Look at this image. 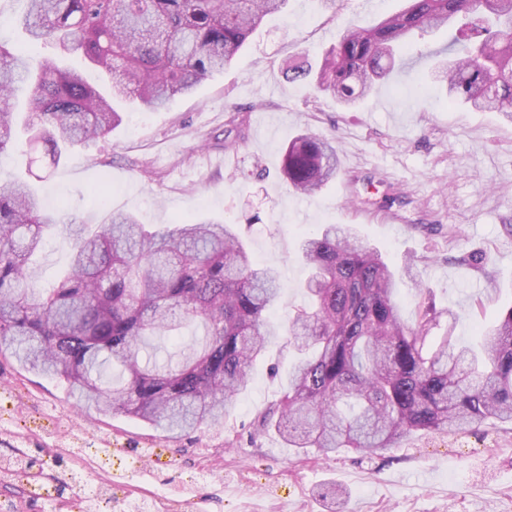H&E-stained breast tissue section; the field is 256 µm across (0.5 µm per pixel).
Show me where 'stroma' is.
Wrapping results in <instances>:
<instances>
[{
    "label": "stroma",
    "instance_id": "35a3bbf8",
    "mask_svg": "<svg viewBox=\"0 0 512 512\" xmlns=\"http://www.w3.org/2000/svg\"><path fill=\"white\" fill-rule=\"evenodd\" d=\"M404 0H288L267 18L233 65L167 109H126L103 139L40 167L35 188L49 209L102 223L110 212L144 224L193 217L239 228L253 258L276 269L284 294L274 311L287 321L304 304L303 239L326 224L352 225L390 265L415 260L419 282L403 280L401 314L420 297L453 310V330L473 342L512 306V123L497 113L452 105L434 78L447 59V31L426 36L402 71L374 85L352 109L309 82H291L285 61L315 62L346 27L397 12ZM334 137L339 174L311 195L280 176L295 136ZM236 140L233 148L225 139ZM56 229L35 258L41 284L69 262ZM287 337L260 359L248 389L219 431L178 439L121 414L79 405L64 383L0 358V460L17 439L30 455L55 449L68 494L63 512H86L78 486L105 489L99 512H512V425L416 432L365 457L285 447L255 433L260 415L288 385ZM110 442L109 454L78 451L74 439Z\"/></svg>",
    "mask_w": 512,
    "mask_h": 512
}]
</instances>
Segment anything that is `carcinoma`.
Returning <instances> with one entry per match:
<instances>
[{
    "label": "carcinoma",
    "mask_w": 512,
    "mask_h": 512,
    "mask_svg": "<svg viewBox=\"0 0 512 512\" xmlns=\"http://www.w3.org/2000/svg\"><path fill=\"white\" fill-rule=\"evenodd\" d=\"M15 18L28 40L50 44L35 60L0 43V155L17 124L16 91L30 81L24 127L31 149L59 163L74 147L120 125L118 105L160 111L224 72L262 21L286 0H25ZM454 31L455 56L434 67L451 103L496 112L512 123V0H406L374 25L345 28L322 55L317 88L344 106L363 99L412 48L411 35ZM80 52L112 75L110 96L61 65ZM310 65L285 64L290 81ZM281 172L294 192L311 195L336 178L332 139L303 134L286 148ZM59 224L29 183L0 186V355L65 382L76 400L102 414L121 412L172 434L218 428L280 336L299 354L288 388L262 415L256 433L289 448L372 455L402 437L512 423V306L481 331L476 350L447 330L421 300L402 317L399 282L412 264L390 268L359 243L349 225L326 224L301 244L306 307L273 319L283 285L257 263L233 225L185 218L150 227L113 213L102 224L68 225V270L41 286L31 258ZM200 342L182 345L192 322ZM119 370L103 381L101 369ZM11 469L52 467L21 449Z\"/></svg>",
    "instance_id": "cac0c4a2"
}]
</instances>
